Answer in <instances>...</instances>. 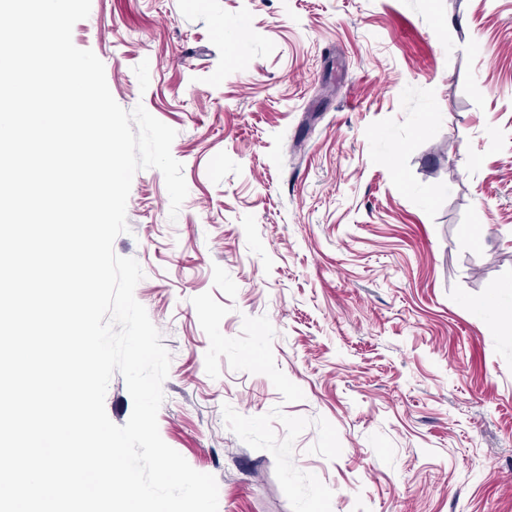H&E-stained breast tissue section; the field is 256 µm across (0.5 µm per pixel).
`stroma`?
<instances>
[{"label": "stroma", "instance_id": "obj_1", "mask_svg": "<svg viewBox=\"0 0 512 512\" xmlns=\"http://www.w3.org/2000/svg\"><path fill=\"white\" fill-rule=\"evenodd\" d=\"M176 130L114 241L218 512H512V0H91Z\"/></svg>", "mask_w": 512, "mask_h": 512}]
</instances>
